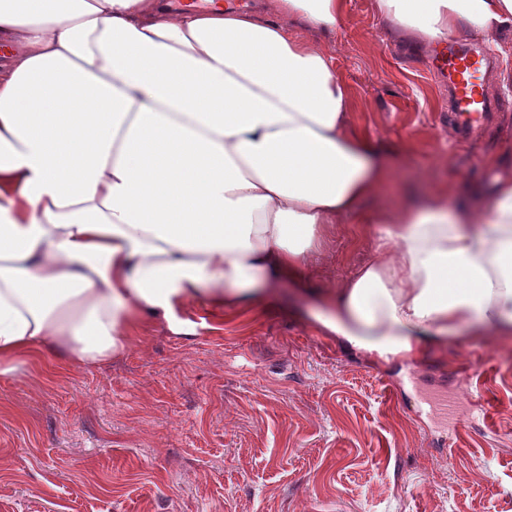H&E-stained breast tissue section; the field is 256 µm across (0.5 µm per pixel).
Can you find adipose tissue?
<instances>
[{
  "label": "adipose tissue",
  "instance_id": "obj_1",
  "mask_svg": "<svg viewBox=\"0 0 512 512\" xmlns=\"http://www.w3.org/2000/svg\"><path fill=\"white\" fill-rule=\"evenodd\" d=\"M347 0L172 10L164 0H0V379L129 350L144 316L304 282L324 225L377 256L317 294L315 320L372 361L512 335V175L455 206L365 208L388 175L350 121L332 55ZM425 44L512 40V0H375Z\"/></svg>",
  "mask_w": 512,
  "mask_h": 512
}]
</instances>
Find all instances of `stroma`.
<instances>
[{
    "label": "stroma",
    "mask_w": 512,
    "mask_h": 512,
    "mask_svg": "<svg viewBox=\"0 0 512 512\" xmlns=\"http://www.w3.org/2000/svg\"><path fill=\"white\" fill-rule=\"evenodd\" d=\"M307 37L395 169L366 208L512 171V86L487 79L500 107L465 140L434 55L397 40L373 0ZM375 255L364 225H329L309 285ZM317 309L287 282L249 307L193 302L196 335L148 322L108 366L0 381V512H512V338L376 363L323 336ZM474 398L488 416L460 431Z\"/></svg>",
    "instance_id": "obj_1"
}]
</instances>
